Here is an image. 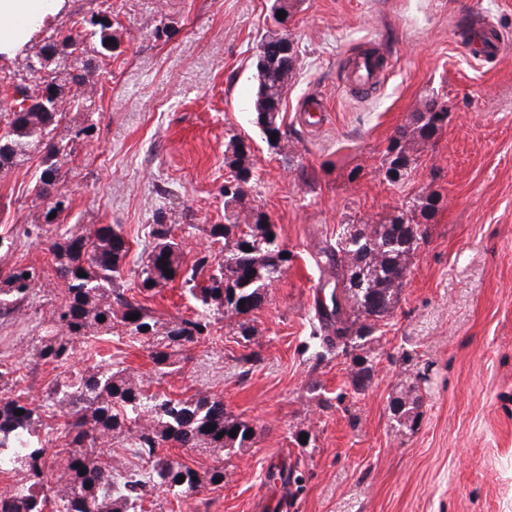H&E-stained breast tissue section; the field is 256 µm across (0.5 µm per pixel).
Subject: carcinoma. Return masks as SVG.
Here are the masks:
<instances>
[{
  "mask_svg": "<svg viewBox=\"0 0 512 512\" xmlns=\"http://www.w3.org/2000/svg\"><path fill=\"white\" fill-rule=\"evenodd\" d=\"M114 38L110 12L98 9L74 22L72 28L56 29L44 39L25 69L39 74L29 85L10 73L0 75V92L10 100L8 112L0 115V172L21 164L30 152L46 151L47 165L35 184L36 196L47 202V213L60 215L67 209L64 197L51 193L58 181L59 156L67 155L69 140L55 131L69 108H87L97 84L98 61L89 58L79 67L58 72L60 60L73 54L86 40L96 44L94 53L113 57ZM258 84L253 101V123L270 140L288 133L284 128V102L288 83L296 68L283 66L267 53L257 58ZM429 94L414 112L408 126L398 128L382 153L381 169L393 185L405 181L419 147L442 130L436 115L449 114L447 105L436 106ZM250 146L234 134L224 150V163L231 178L224 181L223 224H212L209 237L224 243V256L215 260L203 253L185 265L184 240L175 225L160 219L149 225L148 244L143 248L138 273V294L130 293L121 277L122 264L130 250L125 237L110 224L81 233L64 229L46 236V250L53 256L64 294L53 311L52 326L38 339L30 362L51 365L69 376L52 381L44 405L34 406L21 396H0V467L23 470L29 484L0 495V512H45L54 503L57 512H135L133 504L158 488L169 487L193 496L210 485L224 486L223 456L251 447L253 426L227 410L223 398L198 392L185 399L150 394L140 375L118 366L102 372L87 368L75 372L71 364L77 342L98 355L96 343L120 327L148 352L154 371L163 377L181 369L191 346L208 339L219 320L235 325L236 335L246 343H259L263 329L251 317L268 294L272 283L288 269L290 252L282 247L276 225L266 211L252 204ZM438 199L416 197L375 224H354L345 236L321 249L333 277L345 283L341 303L331 311L318 308L319 326L313 338L322 347L348 352L354 337L377 331L375 319L387 315L398 301L408 267L428 234L427 224ZM86 276H78L79 272ZM172 275H166V272ZM181 280L194 300L197 313L190 318L167 320L148 306L158 289ZM41 281L37 269L15 264L0 276V316L22 313ZM139 314L136 320L128 316ZM411 387L393 405V421L400 428L417 422L419 397ZM65 418L66 458L57 482L49 487L41 464L48 440L41 438L43 407ZM24 411L21 416L15 415ZM210 430H205V427ZM236 435H231L232 430ZM251 435H246V432ZM223 437H218V434ZM119 445L148 466L145 472L122 473L112 466V447ZM184 448L213 458L203 477L190 465L162 453L168 447ZM183 481H178V476ZM267 479L299 483L295 470L272 465Z\"/></svg>",
  "mask_w": 512,
  "mask_h": 512,
  "instance_id": "obj_1",
  "label": "carcinoma"
}]
</instances>
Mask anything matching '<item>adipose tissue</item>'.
<instances>
[{"instance_id":"ef3b65f1","label":"adipose tissue","mask_w":512,"mask_h":512,"mask_svg":"<svg viewBox=\"0 0 512 512\" xmlns=\"http://www.w3.org/2000/svg\"><path fill=\"white\" fill-rule=\"evenodd\" d=\"M66 7L67 0H0V62L25 54Z\"/></svg>"}]
</instances>
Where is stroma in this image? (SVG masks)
Here are the masks:
<instances>
[{
    "instance_id": "35a3bbf8",
    "label": "stroma",
    "mask_w": 512,
    "mask_h": 512,
    "mask_svg": "<svg viewBox=\"0 0 512 512\" xmlns=\"http://www.w3.org/2000/svg\"><path fill=\"white\" fill-rule=\"evenodd\" d=\"M273 0H71L57 28L109 4L123 52L100 65L91 110L68 112L70 137L56 188L66 227H121L130 243L123 279L134 284L156 213L186 238L187 257L206 249L224 221V145L248 138L249 191L292 256L254 317L265 330L260 360L243 371L232 325L193 345L175 373L155 375L127 337L77 346L72 368L129 366L147 390L175 398L223 397L253 423L251 448L225 456L223 487L185 497L155 491L144 512H512V46L490 65L461 54L454 32L493 21L512 39V0H295L290 36L297 76L286 94L288 136L267 146L252 123L258 43ZM378 47L380 84L341 89L350 53ZM453 110L435 145L401 186L381 175V155L427 94ZM326 97L316 119L302 112ZM92 126L91 136L79 130ZM42 152L0 174V268H43L45 284L25 314L0 318V359L13 363V394L40 403L51 366L30 352L60 295L55 264L33 230L47 205L34 183ZM435 194L429 236L400 298L363 350L373 362L363 390L353 358L322 352L312 330L327 296L319 251L344 225L377 222L415 197ZM417 386V425L397 430L391 404ZM309 437L306 447L295 438ZM291 465L300 485L270 481Z\"/></svg>"
}]
</instances>
